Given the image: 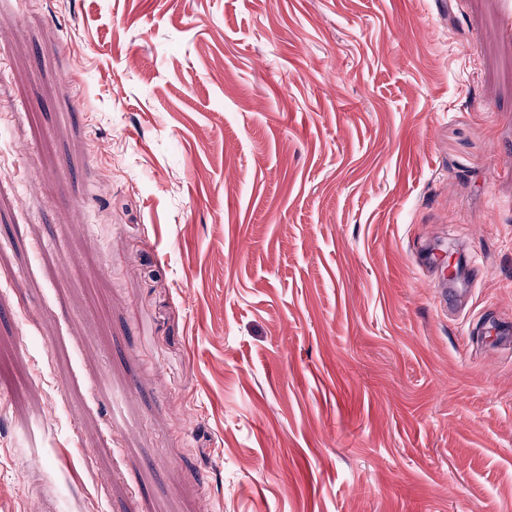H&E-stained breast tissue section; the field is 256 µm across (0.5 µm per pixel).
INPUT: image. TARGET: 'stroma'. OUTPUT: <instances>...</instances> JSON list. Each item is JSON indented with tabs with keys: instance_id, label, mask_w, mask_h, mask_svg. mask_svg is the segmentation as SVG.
I'll list each match as a JSON object with an SVG mask.
<instances>
[{
	"instance_id": "35a3bbf8",
	"label": "stroma",
	"mask_w": 512,
	"mask_h": 512,
	"mask_svg": "<svg viewBox=\"0 0 512 512\" xmlns=\"http://www.w3.org/2000/svg\"><path fill=\"white\" fill-rule=\"evenodd\" d=\"M503 322L512 0H0V512H512Z\"/></svg>"
}]
</instances>
